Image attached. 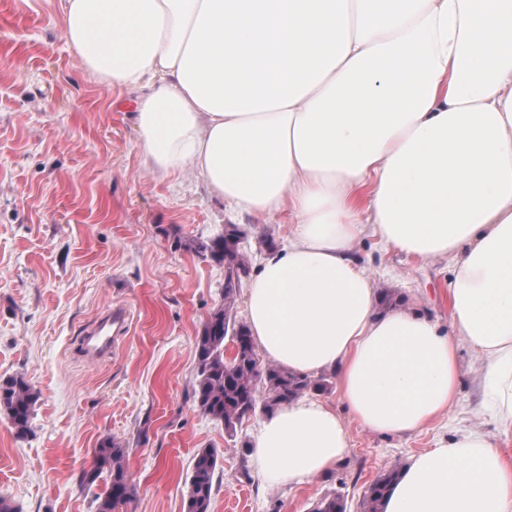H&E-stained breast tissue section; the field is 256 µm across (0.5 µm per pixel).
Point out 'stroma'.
<instances>
[{
  "label": "stroma",
  "mask_w": 512,
  "mask_h": 512,
  "mask_svg": "<svg viewBox=\"0 0 512 512\" xmlns=\"http://www.w3.org/2000/svg\"><path fill=\"white\" fill-rule=\"evenodd\" d=\"M138 91L98 82L63 37L59 0H0V379L39 392L30 432L18 438L0 413V496L17 512H96L103 480L79 481L107 440L127 448L134 497L124 512H186L198 449H218L211 512H311L338 493L359 512L379 474L414 455L481 433L512 460V430L487 405L481 359L458 350L460 394L447 414L411 435L347 420L351 449L328 475L258 489L242 442L253 417L228 436L192 398L194 343L224 303V268L184 246L225 225L258 269L288 238V213H239L192 170L147 166L134 123ZM356 253L392 306L449 326L447 258L419 261L365 233ZM123 308L127 326L111 357L83 353L86 327Z\"/></svg>",
  "instance_id": "35a3bbf8"
}]
</instances>
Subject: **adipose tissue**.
Wrapping results in <instances>:
<instances>
[{
	"instance_id": "adipose-tissue-1",
	"label": "adipose tissue",
	"mask_w": 512,
	"mask_h": 512,
	"mask_svg": "<svg viewBox=\"0 0 512 512\" xmlns=\"http://www.w3.org/2000/svg\"><path fill=\"white\" fill-rule=\"evenodd\" d=\"M101 83L139 90L147 164L191 168L241 213L288 212L253 276L267 359L334 371L345 413L297 398L253 442L261 485H295L350 451L346 417L418 431L458 398L457 347L512 427V0H60ZM448 257L450 326L379 310L365 231ZM381 512H512V463L468 433L415 456Z\"/></svg>"
}]
</instances>
